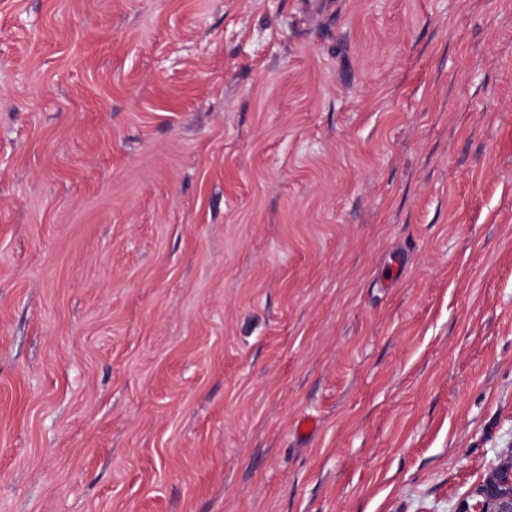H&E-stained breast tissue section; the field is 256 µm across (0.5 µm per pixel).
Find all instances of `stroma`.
<instances>
[{
	"mask_svg": "<svg viewBox=\"0 0 512 512\" xmlns=\"http://www.w3.org/2000/svg\"><path fill=\"white\" fill-rule=\"evenodd\" d=\"M509 459L512 0H0V512H472Z\"/></svg>",
	"mask_w": 512,
	"mask_h": 512,
	"instance_id": "35a3bbf8",
	"label": "stroma"
}]
</instances>
